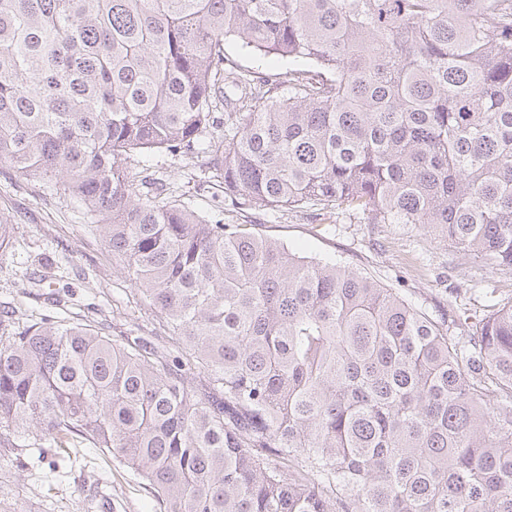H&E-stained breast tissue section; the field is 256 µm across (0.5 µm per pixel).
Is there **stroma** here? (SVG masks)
I'll return each mask as SVG.
<instances>
[{"label": "stroma", "mask_w": 512, "mask_h": 512, "mask_svg": "<svg viewBox=\"0 0 512 512\" xmlns=\"http://www.w3.org/2000/svg\"><path fill=\"white\" fill-rule=\"evenodd\" d=\"M137 189L164 184L172 198L212 213L222 192L204 179L201 155L130 153L125 160ZM228 224H252L258 233L300 255L352 267L380 285L398 289L414 308L436 321L484 308L489 295L512 297V280L492 273L481 259L457 252L418 224H364L359 220H322L314 209L235 212L225 208ZM0 222L11 230L0 253V312L22 326L52 312L50 298L61 300L70 315L94 321L104 334L154 338L163 330L140 313L134 284L95 231L90 215L54 183L31 179L0 162ZM44 292H37L38 280ZM23 446L27 470L0 474V512H81L84 498L95 496L94 512H160L144 480L120 459L86 445L69 459L40 455Z\"/></svg>", "instance_id": "1"}]
</instances>
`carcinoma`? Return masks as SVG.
<instances>
[{
  "mask_svg": "<svg viewBox=\"0 0 512 512\" xmlns=\"http://www.w3.org/2000/svg\"><path fill=\"white\" fill-rule=\"evenodd\" d=\"M228 38L288 66L257 86ZM163 150L236 209L421 224L512 278V0H0V161L86 209L166 333L0 336V447L89 444L164 512H512V300L450 336L135 190L124 156Z\"/></svg>",
  "mask_w": 512,
  "mask_h": 512,
  "instance_id": "carcinoma-1",
  "label": "carcinoma"
}]
</instances>
